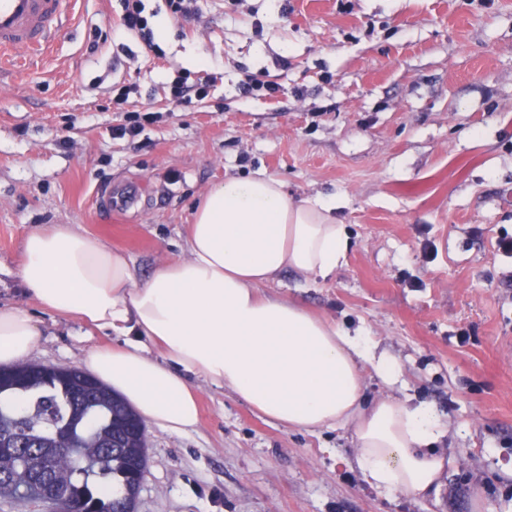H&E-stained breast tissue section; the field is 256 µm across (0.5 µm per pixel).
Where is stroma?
<instances>
[{"label": "stroma", "instance_id": "obj_1", "mask_svg": "<svg viewBox=\"0 0 512 512\" xmlns=\"http://www.w3.org/2000/svg\"><path fill=\"white\" fill-rule=\"evenodd\" d=\"M163 59L118 34L117 0H73L35 66L0 68V307L42 331L25 361L78 366L104 343L28 301L27 235L71 224L127 254L138 278L184 256L193 207L227 178L270 175L336 197L352 246L328 278L283 272L292 301L397 359L406 386L366 373L368 398L431 405L448 434L439 492L371 487L349 432L291 429L230 390L191 384L200 421L147 425L136 512H512V0H197L196 20L146 0ZM212 72L177 103L178 70ZM281 93H246L248 79ZM154 109L136 137L124 111ZM140 182L127 212L109 187Z\"/></svg>", "mask_w": 512, "mask_h": 512}]
</instances>
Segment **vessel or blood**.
<instances>
[{
  "instance_id": "obj_1",
  "label": "vessel or blood",
  "mask_w": 512,
  "mask_h": 512,
  "mask_svg": "<svg viewBox=\"0 0 512 512\" xmlns=\"http://www.w3.org/2000/svg\"><path fill=\"white\" fill-rule=\"evenodd\" d=\"M67 0H0V60L18 51L42 54L58 30Z\"/></svg>"
}]
</instances>
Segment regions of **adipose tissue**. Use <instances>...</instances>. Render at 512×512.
<instances>
[{
  "label": "adipose tissue",
  "instance_id": "ef3b65f1",
  "mask_svg": "<svg viewBox=\"0 0 512 512\" xmlns=\"http://www.w3.org/2000/svg\"><path fill=\"white\" fill-rule=\"evenodd\" d=\"M335 199H294L283 181L231 178L201 200L184 257L137 280L129 259L54 224L28 235L20 277L27 297L58 316L121 338L82 362L148 422L173 433L199 420L193 376L224 386L289 427L351 432L364 479L385 492L438 491L446 429L435 411L365 394L364 369L396 385L404 371L363 333L260 293L284 271L335 273L351 242ZM35 321L0 309V364L40 343Z\"/></svg>",
  "mask_w": 512,
  "mask_h": 512
}]
</instances>
